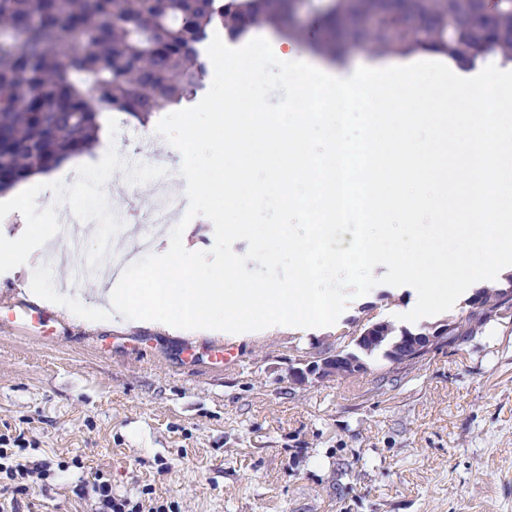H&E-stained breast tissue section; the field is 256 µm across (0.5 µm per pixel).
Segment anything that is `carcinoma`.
Wrapping results in <instances>:
<instances>
[{
  "label": "carcinoma",
  "instance_id": "cac0c4a2",
  "mask_svg": "<svg viewBox=\"0 0 512 512\" xmlns=\"http://www.w3.org/2000/svg\"><path fill=\"white\" fill-rule=\"evenodd\" d=\"M328 25L364 18L367 48L426 47L471 66L512 60V0H0V193L86 152L102 109L145 124L203 86L204 40H238L259 24L303 40L295 11ZM304 46L331 60L334 41ZM490 315L457 320L453 344Z\"/></svg>",
  "mask_w": 512,
  "mask_h": 512
}]
</instances>
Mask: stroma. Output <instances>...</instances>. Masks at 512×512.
Listing matches in <instances>:
<instances>
[{
    "mask_svg": "<svg viewBox=\"0 0 512 512\" xmlns=\"http://www.w3.org/2000/svg\"><path fill=\"white\" fill-rule=\"evenodd\" d=\"M101 175L110 191L98 198ZM80 180L58 204L93 229L79 260L106 266L132 230L113 231L112 209L155 187L116 162L82 168ZM18 209L0 239L38 224L67 252L40 201ZM330 283L349 301L328 325L274 326L260 307L216 334L88 325L53 309L44 339L0 323V436L19 440L37 470L19 512H90L97 472L114 496L167 512H512V313L384 386L372 361L354 377L293 387L289 366L335 351L352 319L417 327L469 312L461 296L445 315L421 309L418 282L388 264L357 279L341 267ZM220 343L234 364L217 358ZM77 456L86 469L72 467Z\"/></svg>",
    "mask_w": 512,
    "mask_h": 512,
    "instance_id": "obj_1",
    "label": "stroma"
}]
</instances>
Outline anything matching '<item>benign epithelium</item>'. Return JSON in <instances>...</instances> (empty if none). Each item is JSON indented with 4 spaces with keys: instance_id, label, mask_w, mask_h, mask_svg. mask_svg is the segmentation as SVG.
I'll return each instance as SVG.
<instances>
[{
    "instance_id": "obj_1",
    "label": "benign epithelium",
    "mask_w": 512,
    "mask_h": 512,
    "mask_svg": "<svg viewBox=\"0 0 512 512\" xmlns=\"http://www.w3.org/2000/svg\"><path fill=\"white\" fill-rule=\"evenodd\" d=\"M455 327L456 323L447 319L408 331L405 337L395 341L393 327L388 321L375 317L359 319L351 336L355 351L338 349L334 354L302 358L298 360V366L288 370V379L293 386L302 388L311 379L324 381L356 376L365 369L361 356L381 347L389 348L391 368L407 371L445 345Z\"/></svg>"
}]
</instances>
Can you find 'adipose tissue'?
<instances>
[{"label": "adipose tissue", "mask_w": 512, "mask_h": 512, "mask_svg": "<svg viewBox=\"0 0 512 512\" xmlns=\"http://www.w3.org/2000/svg\"><path fill=\"white\" fill-rule=\"evenodd\" d=\"M282 45L297 73L317 74L332 97L349 101L360 111L378 113V124L370 127L365 137L374 160L370 173L374 195L400 205L408 192H415L438 222L445 218V195L464 192L471 206L485 194L497 201L498 223L492 226L491 236L415 263L401 252L383 257L368 242H352L351 250L365 255V269L383 260L390 262L402 277L420 281L422 302L430 309L443 308L450 290L478 288L486 284L488 276L512 271V167L505 161L512 151V66L498 68L496 78L489 81L478 70L449 69L447 62L431 51L404 56L368 53L349 66L303 54L294 40H283ZM452 101L471 107L447 137L448 143L461 148L459 158L466 177L444 186L442 194L429 196L423 182L410 179L414 169L409 161L417 152L414 131L409 124L392 122L390 112L398 104L424 121L433 113L447 111ZM489 106L503 114L501 123L491 130L477 118L478 111ZM39 233L37 226H26L22 236L1 246L0 266L35 275L41 263L34 260L27 241ZM179 234V225L165 228L164 240H177L178 245L152 268L155 287L145 297H138L119 278L101 293L96 310L53 289L37 288L33 294L84 321L100 319L107 312L135 323L150 319L167 329L220 328L225 315H244L246 306L253 303L265 307L274 320L288 318L300 324L333 321L339 301L335 289L309 288L300 276L287 289L266 288L246 296L225 293L223 271L210 267L206 259L179 242Z\"/></svg>", "instance_id": "obj_1"}]
</instances>
